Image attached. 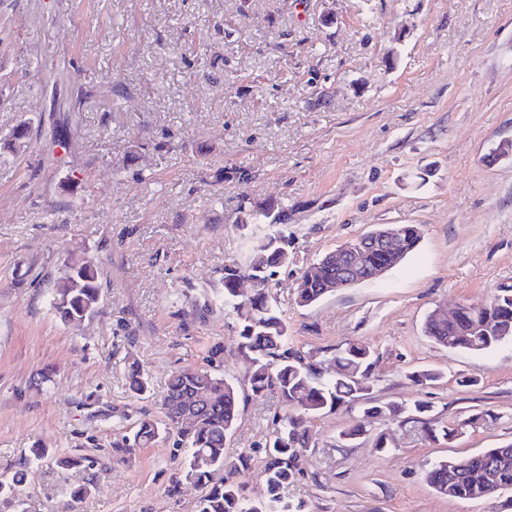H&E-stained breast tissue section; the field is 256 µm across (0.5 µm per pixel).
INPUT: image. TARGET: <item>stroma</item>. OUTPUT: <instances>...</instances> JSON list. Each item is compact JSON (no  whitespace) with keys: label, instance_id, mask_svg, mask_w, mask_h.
<instances>
[{"label":"stroma","instance_id":"35a3bbf8","mask_svg":"<svg viewBox=\"0 0 512 512\" xmlns=\"http://www.w3.org/2000/svg\"><path fill=\"white\" fill-rule=\"evenodd\" d=\"M245 194L287 210L288 263L268 293L292 346L364 342L377 401L481 417L438 444L356 405L312 416L283 502L512 512V491L449 499L424 479L437 458L512 442V345L474 355L423 333L434 309L512 285V0H0V478L27 474L0 512H195L201 489L175 483V434L119 443L142 415L162 420L173 370L218 360L242 381L236 319L204 301L269 230L239 226ZM396 224L422 228L402 264L297 305L309 265ZM86 259L103 269L102 307L68 324L47 291ZM421 368L440 379L414 385ZM287 412L240 392L224 474L249 500L266 496L265 443ZM357 420L368 437L340 440ZM61 455L80 463L60 469ZM242 455L249 469L234 470ZM80 485L91 492L76 504Z\"/></svg>","mask_w":512,"mask_h":512}]
</instances>
